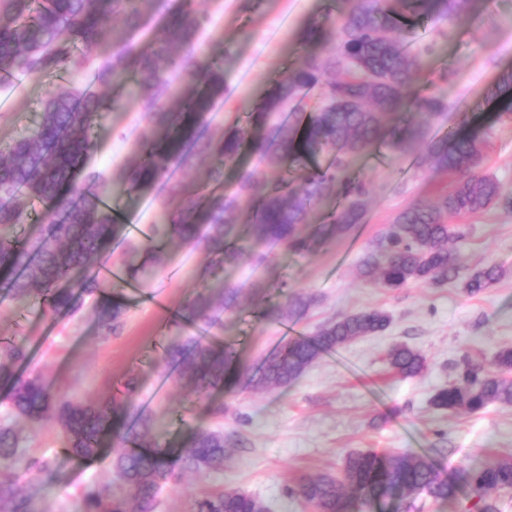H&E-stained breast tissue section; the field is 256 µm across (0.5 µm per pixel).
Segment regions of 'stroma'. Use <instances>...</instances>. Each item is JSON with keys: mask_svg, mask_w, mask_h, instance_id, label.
<instances>
[{"mask_svg": "<svg viewBox=\"0 0 512 512\" xmlns=\"http://www.w3.org/2000/svg\"><path fill=\"white\" fill-rule=\"evenodd\" d=\"M191 2L212 18L203 48L219 37L230 52L227 102L212 116L216 132L245 121L266 90L299 65L307 50L301 30L309 21L322 19L332 4L265 0L252 13L241 10L239 0ZM415 37L417 44L435 45L419 76L420 87L438 86L441 72L450 76L448 110L443 120L429 124L430 135L485 129L483 169L512 192V109L487 99L500 72L512 67V0H479L468 15L452 21L420 19ZM88 79V71L79 70L0 88V101L8 103L0 110V147L35 126L50 94L75 89ZM144 129L136 101L108 113L86 167L109 174L131 161ZM347 175L362 181L368 191L362 222L314 253L280 250L264 265L243 260L228 272L230 286L247 288L258 282L260 293L253 304L225 313L223 328L209 334L214 341L235 346L241 368L250 369L289 335H311L325 322L360 309L380 308L390 314L387 330L324 354L291 385L263 392L239 387L199 400L170 381L172 368L164 351L189 335L178 314L201 292L197 272L209 261L203 247L162 240L154 233L161 206L178 208V196L163 202L151 195L132 199L121 190L112 192L139 231L127 242L113 244L104 259L139 263L147 248H160L162 259L151 264L142 291L160 296L163 307L130 303L120 327L107 336L93 310L97 297L123 299L112 281L101 280L97 297L87 298L76 315L53 319L44 315L42 302L19 306L0 293V340L27 341L33 366L60 391L87 402L112 398L145 411L155 420L160 443L173 448L197 428L232 434L231 457L223 472L190 473L167 486L160 494L159 512H193L197 499L221 485L259 498L268 512H314L290 495L296 479L337 472L348 453L368 448L422 454L449 474L491 455L512 457V406L450 416L430 404L464 356L488 364L501 348L512 346V213L492 209L458 222L465 233L458 244L463 275L486 263L504 272L482 296H467L461 280L381 288L359 277L360 259L399 211L416 201L435 200L450 179L412 157L380 158L373 152L359 157ZM298 293L315 299L301 319L284 325L259 318L258 309ZM396 344L424 352L428 370L413 378H389L384 355ZM132 377L138 390L130 396L124 384ZM28 446L58 463L51 485L19 479L35 512H72L84 486L111 477L109 459L84 468L66 458L55 421L45 422Z\"/></svg>", "mask_w": 512, "mask_h": 512, "instance_id": "obj_1", "label": "stroma"}]
</instances>
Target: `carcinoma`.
I'll use <instances>...</instances> for the list:
<instances>
[{
  "label": "carcinoma",
  "mask_w": 512,
  "mask_h": 512,
  "mask_svg": "<svg viewBox=\"0 0 512 512\" xmlns=\"http://www.w3.org/2000/svg\"><path fill=\"white\" fill-rule=\"evenodd\" d=\"M474 0H344L338 15L312 24L302 39L331 45L324 54L308 52L300 64L276 81L249 115V126H230L214 138L213 112L224 107V53L199 54L209 24L205 12L180 0L151 45L134 39L153 15L156 0H0V87L22 76L41 81L90 67L92 80L80 90L48 99L29 134L0 149V288L16 302L44 300L51 316L75 314L98 291L96 262L119 238L120 225L102 201L111 195L107 179L90 172L77 180L95 129L107 112L128 99L141 104L146 129L136 142L135 161L121 166L113 180L128 194L182 192L178 174L208 155L211 166L194 191L155 222L163 238L203 245L210 262L200 272L205 291L183 310L185 323L212 328L226 311L248 299L243 288L224 280L229 267L246 255L238 246L239 216L249 215L247 235L268 253L300 254L322 249L360 223L366 211L364 183L344 178L352 161L369 150L425 158L435 172L454 177L448 193L431 204L416 202L395 218L397 232L383 233L359 262V275L383 288L412 282L446 283L458 278L460 256L448 243L462 237L454 218L499 208L512 212V194L482 168L483 138L478 134L428 136L426 121L448 111L444 84L418 89L424 67L414 47L412 21L438 14L453 20ZM119 17L122 24L112 26ZM112 27V51L95 62L90 53ZM112 89V96L103 90ZM318 92L320 104L308 110L304 99ZM489 97L512 101V69L503 71ZM251 156L240 167L236 188L224 191V167ZM344 193V204L305 235L321 202ZM47 210L35 216L33 204ZM42 225L39 238L18 241L10 229ZM124 280L139 283L143 265L122 263ZM491 263L471 273L464 292L479 297L502 278ZM312 299L291 295L262 312L281 323L304 316ZM102 330L114 332L124 314L119 302L95 306ZM390 315L366 308L323 324L312 336L293 338L272 350L253 371L238 367L232 345L187 336L166 351L179 384L198 396L242 385L254 390L297 381L323 354L357 339L384 332ZM390 373L415 377L428 366L426 356L405 344L388 350ZM27 347L0 343V405L34 428L54 419L65 438V455L92 461L102 442L113 438L128 449L115 454L112 469L120 483H90L78 496L75 512H156L160 489L178 483L184 472L220 471L231 437L207 429L189 433L181 447L162 449L151 416L128 418L116 400L76 402L30 367ZM512 406V347L500 349L491 366L466 357L454 380L441 387L431 405L448 413H478L490 405ZM22 437L0 423V512H31L18 490L23 474L43 480L56 462L21 447ZM463 482L475 512H497L492 495L512 490V459H487L449 478L428 457L410 452L367 449L348 455L334 475L302 479L290 493L316 512H352L357 504L423 496L435 503L453 501ZM196 512H266L263 501L235 488H221L195 503Z\"/></svg>",
  "instance_id": "carcinoma-1"
}]
</instances>
